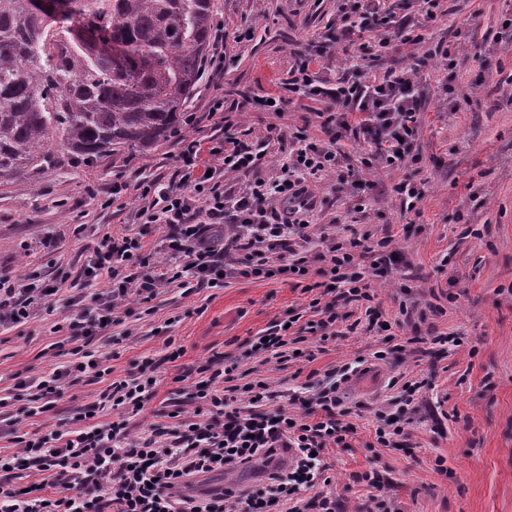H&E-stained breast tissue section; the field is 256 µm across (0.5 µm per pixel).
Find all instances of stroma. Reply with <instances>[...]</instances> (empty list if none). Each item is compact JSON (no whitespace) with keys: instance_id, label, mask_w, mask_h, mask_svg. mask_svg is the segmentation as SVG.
Masks as SVG:
<instances>
[{"instance_id":"obj_1","label":"stroma","mask_w":512,"mask_h":512,"mask_svg":"<svg viewBox=\"0 0 512 512\" xmlns=\"http://www.w3.org/2000/svg\"><path fill=\"white\" fill-rule=\"evenodd\" d=\"M342 0H214V17L224 20V71L204 70L184 110L183 135L203 141L252 131L278 137L262 153L258 168L278 176L279 163L299 138L330 142L321 101L290 89L288 79L301 55H314V78L337 82L348 69L363 79L388 69H417L424 84L416 137L417 161L390 167L361 163L363 142L334 141L342 161L337 174L310 183L317 199L310 213V243L302 249L309 273L288 278L236 277L188 296L167 290L132 305L123 324L89 337L90 350L107 357L111 376L64 385L54 411L25 419L27 431L48 434L59 426L81 428V417L112 379L157 365L156 396L130 421L133 432L171 428L170 413L193 414L197 403L180 390L178 376L213 356H230L243 372L255 371L275 396L269 408L287 406L289 393L316 382L333 367L364 359L367 372L342 385L339 395L356 432L347 447L328 448L331 483L324 491L341 497L346 512H372L371 488L361 474L375 471L386 486L390 512H512V48L498 40L512 19V0H438L424 18L418 0H382L381 8L409 16L408 42L382 46V30L367 27L341 33ZM279 98L281 110L265 111L259 101ZM223 100L224 117L209 115ZM56 168L38 180L20 176L0 185V273L22 280L37 274L70 290L94 293L107 280L84 285L77 273L107 236L143 235L146 246L162 227L136 224L132 190L123 207L103 208L90 188L123 179L132 187L141 173L173 179L180 164L177 141L150 152H124L92 164L75 163L55 145ZM361 167L365 189H337L336 177ZM412 179L424 196L407 204L396 186ZM391 237L401 259L380 278L368 276L380 321L359 322L353 304L338 305L335 334L300 343L301 357L259 363L250 344L279 321L311 320L316 257L326 240L375 246ZM21 327L0 329V419L29 405L17 379L47 371L55 345L67 342L56 331L61 300ZM131 337H124L125 329ZM181 350L167 361L169 348ZM384 359H377V352ZM416 379L418 407L396 447L376 441L375 412H397L388 383Z\"/></svg>"}]
</instances>
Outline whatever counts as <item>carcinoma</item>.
<instances>
[{
	"label": "carcinoma",
	"mask_w": 512,
	"mask_h": 512,
	"mask_svg": "<svg viewBox=\"0 0 512 512\" xmlns=\"http://www.w3.org/2000/svg\"><path fill=\"white\" fill-rule=\"evenodd\" d=\"M63 15L0 0V184L57 165L52 143L92 162L170 138L198 84L212 0H65ZM91 21L123 57L73 36Z\"/></svg>",
	"instance_id": "1"
}]
</instances>
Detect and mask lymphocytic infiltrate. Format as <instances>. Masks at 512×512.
<instances>
[{"label": "lymphocytic infiltrate", "instance_id": "1", "mask_svg": "<svg viewBox=\"0 0 512 512\" xmlns=\"http://www.w3.org/2000/svg\"><path fill=\"white\" fill-rule=\"evenodd\" d=\"M310 65L307 59L299 62L293 84L308 97L329 99V119L337 133L366 143L372 159L405 163L420 117L416 70L367 82L343 79L330 87L313 78ZM177 148L179 186L157 177L138 185V223L165 228L161 260L151 261L141 237L121 234L107 238L105 250L95 251L82 266L86 281L104 275L110 286L90 300L77 295L67 301L64 322L75 345L69 360L55 363L41 377L19 381L30 401L26 417L52 411L64 384L87 374L111 376V368L85 352L79 341L120 323L130 303L149 302L164 288L195 293L237 274L265 279L307 275V259L293 257V242L309 238L307 215L315 198L307 184L338 168L334 149L312 142L300 145L283 160L280 178L270 181L255 171L252 146L237 137L208 147L189 136ZM228 169L248 173L244 189L225 190L222 176ZM228 245L241 251L239 266H225ZM319 259L323 276L342 289L337 300H312L317 317L306 323L305 332L314 335L335 326L340 300L372 316L373 297L353 251L331 244ZM58 292L37 276L16 281L1 273L0 326L35 319ZM237 369L229 356L198 366L202 378L188 391L206 408L169 430L152 427L138 436L129 429V419L156 396L157 380L145 371L113 379L85 413L90 426L40 435L23 431L20 420L6 419L0 434L11 435L16 451L0 457V472L25 467L46 478L25 490L0 483V512H343L341 500L316 488L328 471L324 450L345 447L352 432L342 422L349 411L337 391L354 367L327 371L310 396L290 394L289 408L272 410L263 406L272 397L269 384L236 385ZM105 406L116 411V420L94 423L97 410ZM294 406L303 410V417L291 414ZM279 448L294 449L295 461L286 470L272 467L261 486L194 494L197 477L271 460Z\"/></svg>", "mask_w": 512, "mask_h": 512}]
</instances>
